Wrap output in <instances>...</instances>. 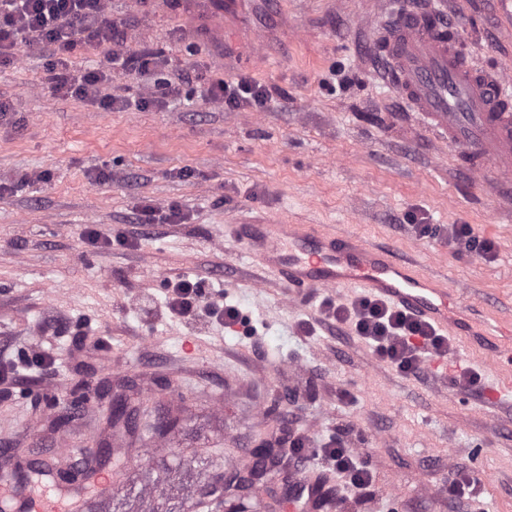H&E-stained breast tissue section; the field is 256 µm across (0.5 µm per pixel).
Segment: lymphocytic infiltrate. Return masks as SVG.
<instances>
[{"mask_svg": "<svg viewBox=\"0 0 512 512\" xmlns=\"http://www.w3.org/2000/svg\"><path fill=\"white\" fill-rule=\"evenodd\" d=\"M106 8V0H0V61L10 62L17 45L39 44L49 59L48 82L53 91L111 108V96L101 92L109 80L104 71L74 76L67 70V57L79 43L118 42L119 32L107 19ZM204 294L202 281L176 279L168 290V308L177 318L195 319ZM319 306L334 324H352L379 357L407 375L420 374L426 357H441L453 348L447 335L381 300L360 297L338 305L325 298ZM322 459L344 487L361 493L371 487L372 473L352 455L346 437H338L335 447L323 449Z\"/></svg>", "mask_w": 512, "mask_h": 512, "instance_id": "f902f5d3", "label": "lymphocytic infiltrate"}]
</instances>
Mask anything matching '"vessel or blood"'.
Here are the masks:
<instances>
[{"instance_id": "vessel-or-blood-1", "label": "vessel or blood", "mask_w": 512, "mask_h": 512, "mask_svg": "<svg viewBox=\"0 0 512 512\" xmlns=\"http://www.w3.org/2000/svg\"><path fill=\"white\" fill-rule=\"evenodd\" d=\"M447 22L430 8L403 12L376 56L386 77L424 127L440 142L459 146L500 176L512 175V74L473 66L445 36ZM236 236L289 303L308 306L320 294L354 285L430 324L440 332L454 327L463 295L389 249L358 236L311 224L265 220L236 225ZM489 335L507 341L492 368L512 371V322L487 324ZM17 512H59L58 499L22 497Z\"/></svg>"}]
</instances>
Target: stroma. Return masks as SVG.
<instances>
[{"label": "stroma", "instance_id": "obj_1", "mask_svg": "<svg viewBox=\"0 0 512 512\" xmlns=\"http://www.w3.org/2000/svg\"><path fill=\"white\" fill-rule=\"evenodd\" d=\"M416 2L221 0L213 21L196 0H108L119 44L82 45L70 71L110 68L116 52L157 61L113 74L104 91L126 106L111 111L53 93L39 46L0 64V180L50 175L0 194V364L41 337L58 366L0 384V448L21 462L97 447L113 392L129 385L149 413L184 404L178 440L212 475L278 428L315 449L346 429L373 483L342 493L340 512H512V398L492 400L490 346L454 337L449 372L481 380L439 391L430 369L405 375L316 307L257 287L260 269L231 238L245 219L355 234L466 290L472 323L512 318V186L491 169L472 175L460 149L425 131L372 54L385 13ZM431 2L467 58L512 72L499 0ZM240 78L266 90L263 106L209 99L212 84ZM148 200L177 205V222L134 223ZM451 224L494 241L495 257L454 252ZM91 225L125 244L92 247ZM181 277L211 284L237 322L172 318L168 284ZM97 336L103 349L88 345ZM77 394L88 403L61 422ZM456 470L479 479L477 500L449 499Z\"/></svg>", "mask_w": 512, "mask_h": 512}]
</instances>
